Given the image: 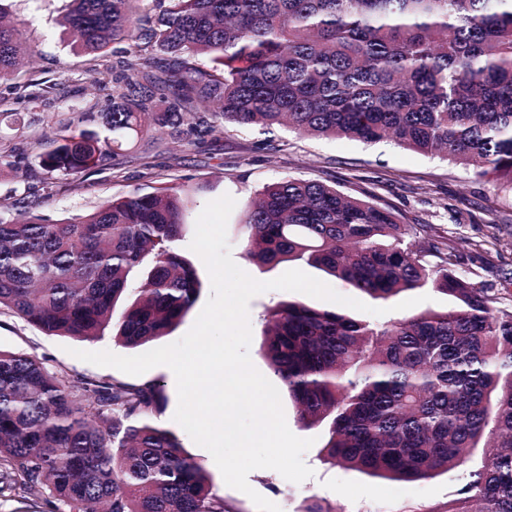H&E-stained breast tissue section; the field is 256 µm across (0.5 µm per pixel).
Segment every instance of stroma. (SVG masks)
I'll list each match as a JSON object with an SVG mask.
<instances>
[{
    "label": "stroma",
    "mask_w": 512,
    "mask_h": 512,
    "mask_svg": "<svg viewBox=\"0 0 512 512\" xmlns=\"http://www.w3.org/2000/svg\"><path fill=\"white\" fill-rule=\"evenodd\" d=\"M4 8L7 21L27 50L20 78L50 80L56 91L48 100L33 104L22 98L14 81L0 79V146L16 148L22 155L20 171H0L1 218L31 213L62 220L137 189L189 180L196 188L195 212H202L209 201L225 194L235 199L227 223L232 258L255 279L268 281L291 270L292 265L284 262L268 268L244 258L239 222L246 203L256 191L275 181H320L395 211L402 223L414 227L419 241L448 244L458 255L460 272L497 297L502 306H512V188L493 177L476 178L471 170L454 162L394 145L302 137L286 130L264 134L246 125H233L191 145L171 139L145 142L80 175L47 182L38 164L43 148L31 139L34 128L75 114L99 115L107 111L110 101L106 92L92 83L89 57L69 47L72 36L59 23L65 0H6ZM194 233V223H187L179 249L193 261L203 288L184 321L157 339L160 347L179 340L192 328L211 294L207 269L189 248ZM290 298L372 323L394 318L390 312L376 316L299 292L270 290L255 296L249 303L253 336L249 355L256 369L276 386L281 380L261 354L258 340L266 311ZM0 349L33 355L47 367L72 375L129 379L117 369L95 366L74 355L78 349L130 355V348L114 342L108 333L94 341L54 336L1 311ZM144 377L163 385L164 405L156 423L174 433L185 451L205 467L212 491L223 498L227 512H257L247 495L225 484L209 451L174 421L178 395L171 369L157 366ZM282 405L291 432L313 441L304 455L313 475L298 484L271 469H257L248 476L249 485L279 505L282 512H447L449 501L457 498L473 472L487 462L484 449L475 448L463 466L428 479L397 482L373 477L327 461V426H303L292 399L283 398Z\"/></svg>",
    "instance_id": "obj_1"
}]
</instances>
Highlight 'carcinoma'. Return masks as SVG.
Segmentation results:
<instances>
[{"instance_id": "1", "label": "carcinoma", "mask_w": 512, "mask_h": 512, "mask_svg": "<svg viewBox=\"0 0 512 512\" xmlns=\"http://www.w3.org/2000/svg\"><path fill=\"white\" fill-rule=\"evenodd\" d=\"M75 48L100 60L112 108L94 129L35 141L47 175H77L146 137L230 125L451 158L512 186V0H69ZM165 6L155 12L159 6ZM0 25V77L18 72ZM194 203L185 184L136 190L93 212L0 219V310L50 335L112 328L141 346L184 321L201 283L178 250ZM244 257L302 261L388 301L431 286L453 298L371 325L283 301L259 350L306 426L329 421L327 458L400 482L431 478L486 448L448 512H512V309L456 270L453 248L412 242L388 208L322 182L266 186L243 214ZM138 294L122 309L131 276ZM160 381L72 376L0 350V469L56 512H225L203 465L155 423Z\"/></svg>"}]
</instances>
